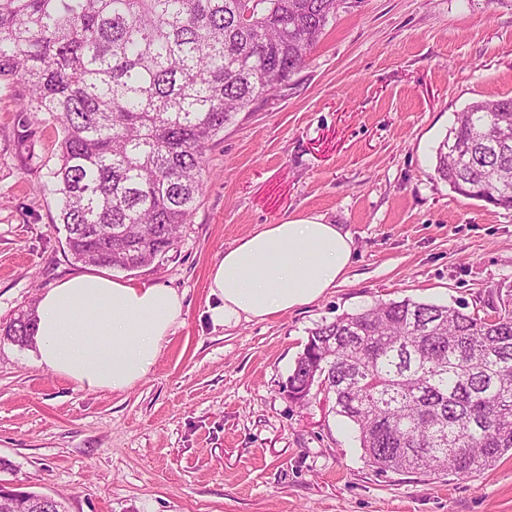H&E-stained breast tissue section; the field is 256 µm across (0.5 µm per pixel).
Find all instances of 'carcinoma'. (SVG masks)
<instances>
[{"mask_svg":"<svg viewBox=\"0 0 512 512\" xmlns=\"http://www.w3.org/2000/svg\"><path fill=\"white\" fill-rule=\"evenodd\" d=\"M336 0H0V87L62 127L51 172L72 257L133 271L173 246L224 125L303 68ZM248 19H243V10ZM439 180L512 208V97L455 114ZM481 315L411 298L310 330L285 386L320 371L372 470L470 477L512 451V300ZM33 311L4 335L29 343ZM12 512H66L30 498Z\"/></svg>","mask_w":512,"mask_h":512,"instance_id":"1","label":"carcinoma"}]
</instances>
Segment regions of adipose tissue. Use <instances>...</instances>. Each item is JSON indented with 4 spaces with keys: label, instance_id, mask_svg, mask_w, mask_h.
I'll return each mask as SVG.
<instances>
[{
    "label": "adipose tissue",
    "instance_id": "ef3b65f1",
    "mask_svg": "<svg viewBox=\"0 0 512 512\" xmlns=\"http://www.w3.org/2000/svg\"><path fill=\"white\" fill-rule=\"evenodd\" d=\"M353 238L321 217L266 224L211 268L213 325L262 320L315 302L344 281ZM35 363L91 391L144 379L183 321V297L159 284L82 273L43 292L35 309Z\"/></svg>",
    "mask_w": 512,
    "mask_h": 512
}]
</instances>
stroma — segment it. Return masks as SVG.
Masks as SVG:
<instances>
[{
	"instance_id": "stroma-1",
	"label": "stroma",
	"mask_w": 512,
	"mask_h": 512,
	"mask_svg": "<svg viewBox=\"0 0 512 512\" xmlns=\"http://www.w3.org/2000/svg\"><path fill=\"white\" fill-rule=\"evenodd\" d=\"M0 89V328L86 272L48 186L60 125ZM512 96V0H340L307 64L206 149L200 204L165 256L114 277L184 296L134 387L90 392L0 335V478L68 512H512V455L472 478L375 475L347 419L283 388L310 329L378 301L486 312L512 286V210L434 172L455 112ZM307 215L354 240L344 283L263 321L214 326L213 264Z\"/></svg>"
}]
</instances>
